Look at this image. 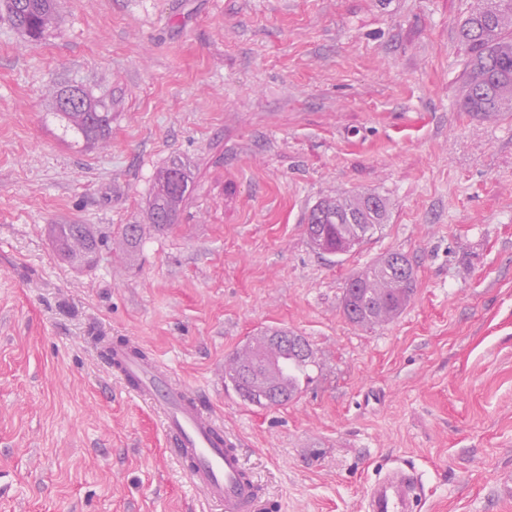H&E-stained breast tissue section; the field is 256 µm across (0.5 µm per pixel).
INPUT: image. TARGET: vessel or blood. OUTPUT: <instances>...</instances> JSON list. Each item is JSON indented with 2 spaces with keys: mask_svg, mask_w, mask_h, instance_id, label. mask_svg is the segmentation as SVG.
<instances>
[{
  "mask_svg": "<svg viewBox=\"0 0 512 512\" xmlns=\"http://www.w3.org/2000/svg\"><path fill=\"white\" fill-rule=\"evenodd\" d=\"M105 361L126 388L158 415L165 449L189 474L205 498L221 512H259L261 490L245 467L237 437L171 370L147 358L129 340L109 343ZM421 479L416 469L399 462L371 482L363 512H420Z\"/></svg>",
  "mask_w": 512,
  "mask_h": 512,
  "instance_id": "b4317fda",
  "label": "vessel or blood"
}]
</instances>
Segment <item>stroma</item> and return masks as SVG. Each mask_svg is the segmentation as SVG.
<instances>
[{"label":"stroma","mask_w":512,"mask_h":512,"mask_svg":"<svg viewBox=\"0 0 512 512\" xmlns=\"http://www.w3.org/2000/svg\"><path fill=\"white\" fill-rule=\"evenodd\" d=\"M485 2L58 0L39 42L0 21V512H216L101 337L201 396L271 512H361L397 461L423 512H512V109L463 108L458 34ZM55 82L111 102L106 143L63 135ZM174 159L190 189L158 232L149 198ZM363 192L386 223L318 254L311 207ZM54 224L105 236L93 267L60 259ZM391 252L414 266L409 303L351 324L348 281ZM267 328L313 351L277 408L224 378Z\"/></svg>","instance_id":"stroma-1"}]
</instances>
